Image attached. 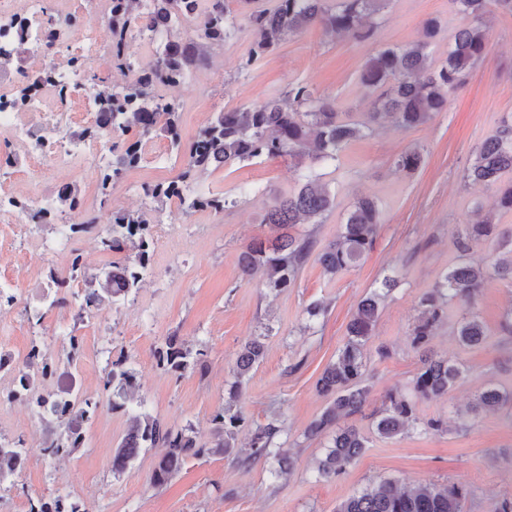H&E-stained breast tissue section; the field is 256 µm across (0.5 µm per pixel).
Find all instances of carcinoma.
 I'll use <instances>...</instances> for the list:
<instances>
[{
    "label": "carcinoma",
    "mask_w": 512,
    "mask_h": 512,
    "mask_svg": "<svg viewBox=\"0 0 512 512\" xmlns=\"http://www.w3.org/2000/svg\"><path fill=\"white\" fill-rule=\"evenodd\" d=\"M111 3L112 11L106 22L112 35V67L119 71L134 70L126 47L144 16L154 15L159 26L149 29V38L156 45L154 60L149 67L134 70V79L117 89L102 84L95 74L89 76L98 87L100 108L95 123L81 127L74 136L91 141L103 125L112 126V131L120 136L112 142V165L100 172L101 204L112 202V189L128 170L140 164L144 145L158 131L171 136V146L182 155L183 170L176 180L167 184L143 186L144 195L156 203L176 199L187 210L206 208L222 212L235 206L236 201L196 192L193 184L200 173L254 158L290 161L301 169L298 189L288 194L266 189L270 205L263 223L269 227V235L247 244L239 258L242 280L249 282L260 272L265 285L274 291L297 286L306 258L315 247L311 236H296L292 229L298 224L320 223V218L336 204V193L313 174L311 166L339 164L346 145L371 135L376 123L412 128L444 111L448 92L461 86L470 70L488 53L491 28L485 18L490 7L494 5L512 14V0H450L464 23L455 31L443 63L433 65L429 53L430 42L439 29L435 20L426 23L420 39L371 54L360 72L361 85L374 96L373 112L367 121L340 120L336 99L317 95L298 82L258 105L215 113L209 125L184 148L178 132L179 105L153 94L152 87L158 83L190 82L194 73L204 68L211 48L235 38L240 12L230 8L229 0H111ZM389 4L390 0H276L270 11H247L245 17L252 40L239 69H249L257 58L313 26L357 43H368ZM193 14L204 17L202 25L193 31L179 32ZM422 162L423 153L415 148L399 155L396 166L414 171ZM505 170H512L511 112L502 115L495 135L475 148L463 181L473 187L498 186V207L512 211V183L499 185ZM55 200L60 210L81 206L77 191L70 186L60 188ZM381 223L378 202L368 195L356 197L337 238L317 253L324 272L335 276L358 266L374 249ZM482 243L492 245L495 253L505 251L512 255V234L499 232L490 218L462 225L456 238L457 260L434 288L420 298L418 315L409 331L411 347L422 352L420 366L408 390H395L385 396L375 423L378 436L392 439L415 428L432 434L448 430V422L440 417L420 418L418 404L421 400L447 395L465 378L466 370L435 354L430 348L432 337L448 319V307L459 304L465 308V314L453 329L454 336L467 348L483 344L487 332L473 311L478 294L493 276L512 282V258L506 263L492 257L487 264L471 261V250ZM100 244L103 250L112 252L127 247L134 256L108 271L87 277L81 254L73 248L70 275L59 281L55 273H50L51 283L61 286L79 277L85 279L87 288L79 304L81 312L105 305L117 308L139 288L154 244L153 222L144 211L115 210ZM395 287V277L386 276L378 289L361 300L349 325L346 342L317 381L319 391L330 402L308 426L306 436L329 437L325 453L317 462V472L325 480L345 473L368 447V437L357 427H342L338 422L362 412L368 400L366 345L384 302ZM263 355V342L257 338L247 343L237 356L236 380L228 390L224 407L212 417L213 442L209 448L198 445L191 426L169 425L147 412L142 402H134L136 373L128 357L120 355L107 362L101 378L102 391L109 394L112 410L122 411L129 417L125 437L112 450V473L119 475L133 469L140 453L147 448H163L165 452L150 476V483L155 487L167 484L188 458L209 455L234 454L237 464L245 469L258 460H272L277 464L275 474H289L291 461L278 445L283 432L278 415L251 431L246 452L234 453L236 437L245 425V418L233 410V403L245 378ZM154 356L160 367L179 378L187 373L202 375L207 367L204 349L195 350L175 336L156 348ZM30 404L40 421L52 428L45 451L58 456L83 444L84 436L76 431L84 429L96 415L101 401L83 395L68 398L49 387ZM507 406L512 407V389L489 385L458 413V419L464 422L472 414L495 412ZM21 448L20 440H0V487L17 475L22 462ZM467 495V490L456 484H420L406 489L393 479H383L345 499L336 512H461V502ZM26 512H79V509L65 496H37L28 499Z\"/></svg>",
    "instance_id": "1"
}]
</instances>
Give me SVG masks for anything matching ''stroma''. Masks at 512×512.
I'll list each match as a JSON object with an SVG mask.
<instances>
[{
	"mask_svg": "<svg viewBox=\"0 0 512 512\" xmlns=\"http://www.w3.org/2000/svg\"><path fill=\"white\" fill-rule=\"evenodd\" d=\"M491 16L488 56L461 87L449 92L445 112L418 127L381 128L374 136L347 144L338 165L319 168L322 181L336 193V205L321 223L297 225V233L312 234L320 246L333 241L347 209L361 194L374 196L382 210L374 250L350 271L327 275L312 256L297 287L274 291L261 278L242 280V248L269 233L262 222L269 205L266 187L287 194L297 186L293 164L281 160L255 158L199 176L196 190L236 199L233 208L188 211L172 200L152 213L154 244L139 289L119 308L105 306L84 319L71 306L47 307L49 270L68 275L74 248L83 253L90 274L122 263V254L78 240L60 246L55 229L42 224L31 225L20 237L14 225L0 219V286L22 294L21 305L0 311V353L18 359L31 343H39L43 352L59 360V375L70 377L81 394L94 397L100 394L109 355L124 353L136 372L137 397L147 410L165 423L191 425L197 441L207 446L211 419L225 403L240 350L262 337L264 357L246 377L234 408L252 426L279 414L286 430L280 442L294 460L292 475L275 478L270 463L262 460L245 470L223 455L191 459L168 484L156 488L149 476L160 449L142 452L130 472L112 471V450L128 429L126 414L99 411L86 427L82 448L52 457L40 446L44 433L34 413L3 402L0 435L22 440L23 467L0 491V512H25L29 498L58 494L69 496L80 512H335L348 496L385 478L405 486L464 485L469 495L463 512H488L493 501L512 498V410L480 413L469 417L465 428L451 424L442 434L415 429L391 440L374 434L386 393L408 387L420 365L408 339L418 302L454 263L457 231L472 219L474 200L491 212L498 231L512 232V211L497 208L496 187L469 188L463 181L472 149L495 134L503 113L512 112V14L496 8ZM431 18L439 20L440 32L429 51L440 62L462 16L450 9L448 0H391L369 43L312 28L243 72L239 63L251 43L245 30L215 49L214 66L197 72L191 83L160 84L155 91L179 102V130L186 141L214 113L262 102L294 82L335 98L342 111L358 115L370 107L359 81L366 58L379 48L419 39ZM413 148L422 151V165L411 173L397 169L395 158ZM182 166L168 138L155 135L139 167L117 186L127 209L147 208L143 185L171 181ZM99 173V168L85 165L67 171L46 167L26 172L25 178L51 193L62 184L76 187L83 208L103 217L107 210L100 204ZM50 248L55 255L47 265L39 256ZM393 269L400 283L367 344L368 402L361 414L347 419L368 436L369 446L346 473L320 479L316 461L323 454V441L304 436L328 404L316 381L345 342L358 302ZM316 301L327 312L312 333L304 328V309ZM29 307L43 310L40 323L28 321ZM475 309L488 339L482 346L462 348L452 330L463 310L450 307L431 347L462 364L466 378L442 398L421 402V418L454 417L489 382L512 388V336L501 330L512 310V283H486ZM72 333L81 345L73 364L67 365L62 361L63 341ZM172 335L204 345L205 374L178 379L157 366L153 351Z\"/></svg>",
	"mask_w": 512,
	"mask_h": 512,
	"instance_id": "obj_1",
	"label": "stroma"
}]
</instances>
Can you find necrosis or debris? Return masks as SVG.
Masks as SVG:
<instances>
[{
	"instance_id": "4bbe7bcc",
	"label": "necrosis or debris",
	"mask_w": 512,
	"mask_h": 512,
	"mask_svg": "<svg viewBox=\"0 0 512 512\" xmlns=\"http://www.w3.org/2000/svg\"><path fill=\"white\" fill-rule=\"evenodd\" d=\"M100 0H81V8L89 14L88 24L76 34L74 55L97 59L105 54L107 31L102 25ZM66 22L65 14H57L55 24H48L44 0H27L23 12H14L11 0H0V51L26 46L29 55L25 66L0 74V129L11 132L24 147L28 168L41 166L65 168L78 160L112 162V131L102 128L95 141L64 136L74 116L69 112H49L44 108L47 94L66 92L91 99L96 95L83 67L62 63L54 39L55 25ZM29 87L28 98L14 105L13 87ZM51 196L37 191L31 182H24L19 195L8 198L5 215L9 223L27 229V215L32 211L47 212Z\"/></svg>"
}]
</instances>
